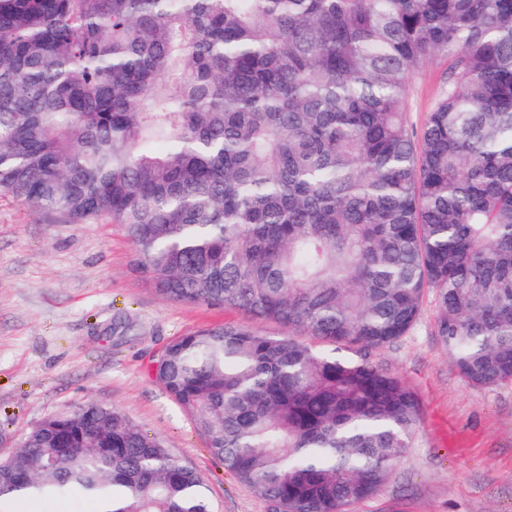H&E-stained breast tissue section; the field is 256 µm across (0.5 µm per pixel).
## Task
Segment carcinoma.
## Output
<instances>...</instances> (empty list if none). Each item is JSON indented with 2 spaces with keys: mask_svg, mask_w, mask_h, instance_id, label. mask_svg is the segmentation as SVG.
<instances>
[{
  "mask_svg": "<svg viewBox=\"0 0 512 512\" xmlns=\"http://www.w3.org/2000/svg\"><path fill=\"white\" fill-rule=\"evenodd\" d=\"M437 58L417 131L408 82ZM0 192L121 225L162 297L288 329L197 330L156 372L270 512L382 490L420 405L371 354L427 291L459 374L512 384V0H0ZM68 496L212 512L96 403L0 453V512Z\"/></svg>",
  "mask_w": 512,
  "mask_h": 512,
  "instance_id": "obj_1",
  "label": "carcinoma"
}]
</instances>
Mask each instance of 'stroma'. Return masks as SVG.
<instances>
[{
    "instance_id": "stroma-1",
    "label": "stroma",
    "mask_w": 512,
    "mask_h": 512,
    "mask_svg": "<svg viewBox=\"0 0 512 512\" xmlns=\"http://www.w3.org/2000/svg\"><path fill=\"white\" fill-rule=\"evenodd\" d=\"M447 68H419L407 120L421 128ZM116 224L72 223L0 193V448L19 447L45 417L95 402L127 414L205 480L214 512H269L214 457L157 383L167 345L202 328L249 325L241 313L157 295L130 267ZM426 293L418 321L371 358L420 402L416 433L381 492L356 512H512V385L464 381L434 333Z\"/></svg>"
}]
</instances>
